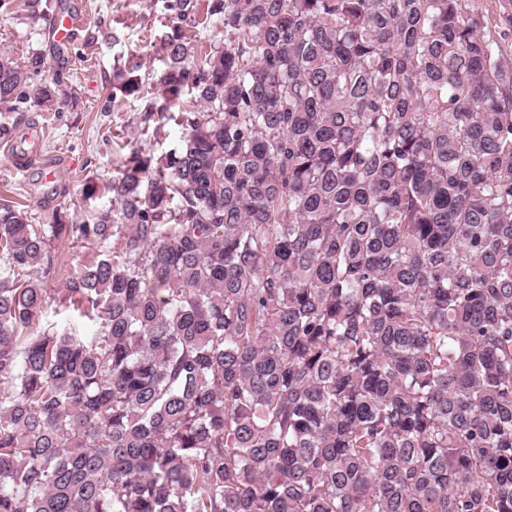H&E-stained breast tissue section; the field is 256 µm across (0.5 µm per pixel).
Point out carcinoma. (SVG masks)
I'll use <instances>...</instances> for the list:
<instances>
[{"label":"carcinoma","mask_w":512,"mask_h":512,"mask_svg":"<svg viewBox=\"0 0 512 512\" xmlns=\"http://www.w3.org/2000/svg\"><path fill=\"white\" fill-rule=\"evenodd\" d=\"M205 6L115 73L173 148L84 224L0 203V512H512V59L469 0ZM95 250L91 246L82 249H68L66 247H59L58 249V264L56 265L55 273L49 277L46 288L51 290V293L58 288H64L66 277L71 267L78 261L89 260L95 256Z\"/></svg>","instance_id":"obj_1"}]
</instances>
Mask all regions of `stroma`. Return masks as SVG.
Segmentation results:
<instances>
[{
    "label": "stroma",
    "instance_id": "35a3bbf8",
    "mask_svg": "<svg viewBox=\"0 0 512 512\" xmlns=\"http://www.w3.org/2000/svg\"><path fill=\"white\" fill-rule=\"evenodd\" d=\"M168 0H64L70 13L84 22L65 55H57L52 35L32 18L26 0H7L0 7V56L20 65L41 52L52 69L67 74V101L58 111L32 107L0 112V124L32 123L42 127L41 157L27 173L15 172L0 139V202L26 211L30 223L51 224L56 209L82 223L95 209L109 205L106 184L116 176L122 158L134 146L157 151L173 147L177 129L165 127L149 134L136 103L114 96L112 74L131 59H141L145 92H153L160 66L159 38L176 26ZM484 32L512 57V0H472ZM54 180H47V173ZM97 186L93 199H85L87 186Z\"/></svg>",
    "mask_w": 512,
    "mask_h": 512
}]
</instances>
